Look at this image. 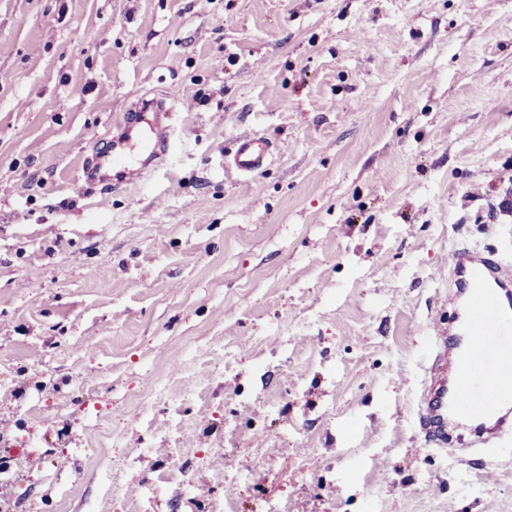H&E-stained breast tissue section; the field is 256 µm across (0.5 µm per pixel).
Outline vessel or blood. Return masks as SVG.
<instances>
[{"label":"vessel or blood","mask_w":512,"mask_h":512,"mask_svg":"<svg viewBox=\"0 0 512 512\" xmlns=\"http://www.w3.org/2000/svg\"><path fill=\"white\" fill-rule=\"evenodd\" d=\"M164 99L137 100L115 121L112 146L96 152L82 167V188L124 183L135 167L166 159L170 130ZM273 145L266 137H237L228 167L245 177L266 167ZM455 297L469 307L455 330L434 325L430 379L423 385L418 425L429 442L444 448L448 430L471 425L479 442L488 443L512 429V277L500 264L470 253H454L448 262Z\"/></svg>","instance_id":"obj_1"}]
</instances>
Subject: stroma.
<instances>
[{"label": "stroma", "instance_id": "1", "mask_svg": "<svg viewBox=\"0 0 512 512\" xmlns=\"http://www.w3.org/2000/svg\"><path fill=\"white\" fill-rule=\"evenodd\" d=\"M133 87L168 159L80 189ZM508 168L512 0H0V512H512L415 416ZM273 156L270 140L256 133H244L236 138L234 151L226 171L233 170L246 177L266 167Z\"/></svg>", "mask_w": 512, "mask_h": 512}]
</instances>
